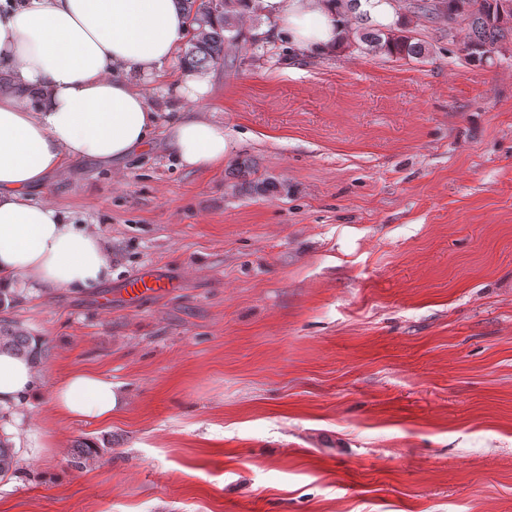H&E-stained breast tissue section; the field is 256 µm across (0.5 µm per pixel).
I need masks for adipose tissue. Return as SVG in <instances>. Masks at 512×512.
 <instances>
[{
  "label": "adipose tissue",
  "instance_id": "obj_1",
  "mask_svg": "<svg viewBox=\"0 0 512 512\" xmlns=\"http://www.w3.org/2000/svg\"><path fill=\"white\" fill-rule=\"evenodd\" d=\"M299 43L335 50L346 16L334 0H250ZM176 0H0V289L93 288L112 274L95 228L68 221L30 190L74 161L119 162L147 149L158 116L134 79L161 73L187 37ZM189 169L223 165L222 124L195 112L167 128ZM38 374L0 353V412L20 407ZM117 384L75 371L52 393L57 414L104 420L121 403Z\"/></svg>",
  "mask_w": 512,
  "mask_h": 512
}]
</instances>
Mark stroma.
<instances>
[{"label":"stroma","instance_id":"35a3bbf8","mask_svg":"<svg viewBox=\"0 0 512 512\" xmlns=\"http://www.w3.org/2000/svg\"><path fill=\"white\" fill-rule=\"evenodd\" d=\"M413 4L421 60L250 14L262 42L203 101L174 94L178 57L141 84L161 124H223L222 166L184 168L159 133L32 191L95 227L112 276L0 307L45 349L5 428L52 442L16 449L0 512H512V48L470 63L467 26ZM147 266L172 288L128 307ZM74 370L119 384L111 420L54 411ZM81 439L102 451L77 469Z\"/></svg>","mask_w":512,"mask_h":512}]
</instances>
